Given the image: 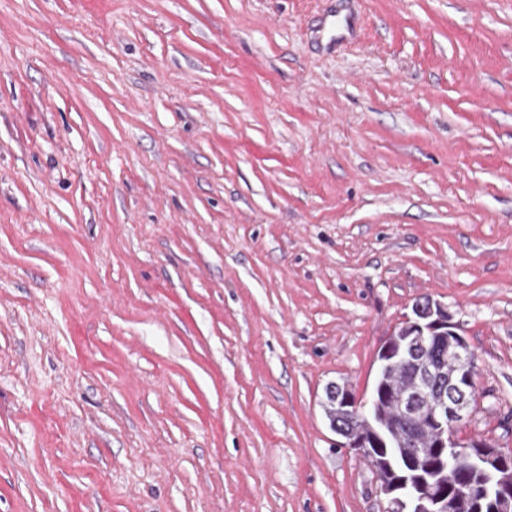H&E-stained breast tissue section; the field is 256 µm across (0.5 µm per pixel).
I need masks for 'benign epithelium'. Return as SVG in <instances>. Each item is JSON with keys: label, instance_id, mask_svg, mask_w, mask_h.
Segmentation results:
<instances>
[{"label": "benign epithelium", "instance_id": "benign-epithelium-1", "mask_svg": "<svg viewBox=\"0 0 512 512\" xmlns=\"http://www.w3.org/2000/svg\"><path fill=\"white\" fill-rule=\"evenodd\" d=\"M413 317L405 322L407 347L389 360L381 361L388 368L403 361L415 366V376L422 391L436 386L435 396L421 400L407 394L393 396L398 414L428 433L429 438L420 445L415 438L412 444V461L418 468L429 462L430 448H439L448 471H454L469 453L470 443L461 441L456 427L471 418L476 403V363L470 347L459 332L457 324L450 321L448 308L430 299L419 300L412 307ZM448 342L450 372L437 367L431 352L441 341ZM336 405L350 416L370 420L373 397H359L347 388L336 385ZM385 512H448V495L432 490L428 496L416 499L386 490Z\"/></svg>", "mask_w": 512, "mask_h": 512}]
</instances>
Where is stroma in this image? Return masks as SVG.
Listing matches in <instances>:
<instances>
[{
	"instance_id": "obj_1",
	"label": "stroma",
	"mask_w": 512,
	"mask_h": 512,
	"mask_svg": "<svg viewBox=\"0 0 512 512\" xmlns=\"http://www.w3.org/2000/svg\"><path fill=\"white\" fill-rule=\"evenodd\" d=\"M425 297L512 448V0H0V512H383ZM414 385V369L399 366L389 369L381 378V386L396 393L403 392ZM336 405L340 406L350 416L365 419L369 423L372 416L373 405L377 404V401L373 400L372 395L369 397H358L347 388H343L341 385L336 384V393L334 394ZM326 416L332 423H338L346 429L361 431L369 433L368 426L364 421L359 419H353L350 416H344V414L336 413L331 406H327L325 409ZM374 454L378 459L381 460L382 465H380L377 471H373L376 476L379 489L383 486L384 483H392L393 481H408L411 483L413 487L419 486V478L414 475H407L406 471L401 467L393 464V472H390L385 468V463L382 460H385L390 457L391 453L397 451L399 454L407 453V448H371Z\"/></svg>"
}]
</instances>
